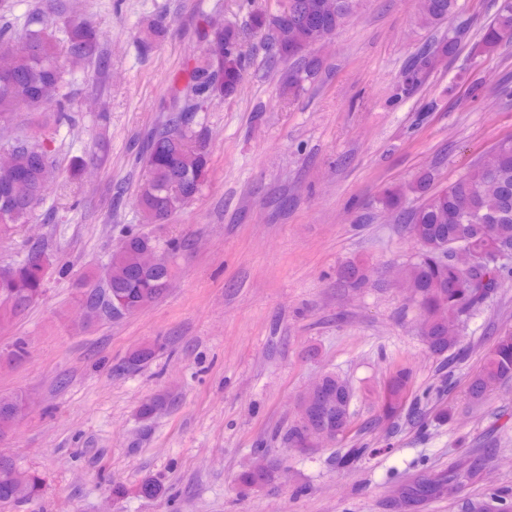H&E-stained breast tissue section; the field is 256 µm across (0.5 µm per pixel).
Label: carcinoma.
<instances>
[{"label":"carcinoma","instance_id":"cac0c4a2","mask_svg":"<svg viewBox=\"0 0 512 512\" xmlns=\"http://www.w3.org/2000/svg\"><path fill=\"white\" fill-rule=\"evenodd\" d=\"M294 8L284 13L249 10V26L255 33L272 39L274 55L291 69L283 76L282 93L294 98L305 90L321 69V60L310 51L295 54V45L314 44L320 31L305 26V20L317 11L319 0H289ZM361 0H336V13L321 16V31H337L360 5ZM457 0H418L419 20L438 25L455 12ZM205 37L229 51L216 69L200 58L186 73L185 86L194 95L173 111L164 126L150 136L146 148L138 155V163L146 173L137 194V205L143 223L167 224L201 192L209 172V151L204 122L199 113L207 111L216 100L238 92L247 69V58L240 48L241 31L233 22L212 20L207 23ZM65 41L60 43L46 26H23L0 21V120L8 121L16 110L41 112L55 104V122L68 120L63 88L69 66L90 62L99 51V31L86 16L71 11L64 21ZM512 41V0H500L496 15L486 25L474 45L477 55L497 50ZM457 42L444 36L432 50L421 55L396 86V97L410 96L438 65L453 55ZM501 149L488 163L471 170L436 192H429L431 175L421 174L414 181L388 189L382 198L383 208L397 211L406 197L418 193L424 202L416 209L403 212L412 240L419 246L415 262L405 270L417 295L415 302L426 325L422 332L429 352L441 365L456 363L466 355L459 334L451 327L450 315L470 318L480 310L484 300L501 283L512 276V269L495 266L492 260L498 250L512 246V145L503 140ZM15 163L27 172L15 182L10 172L0 169V235H8L17 224L30 221L36 205L43 200L54 171L44 143L16 135L11 140ZM119 247L106 263V281L85 289L83 303L93 315L122 301L132 306L143 295L158 297L165 290L166 274L147 266L141 281L131 282L127 271L145 262L147 254L156 250L163 257L177 249V243L165 244L143 233L134 224L122 229ZM465 249L482 258L470 276L461 277L457 268L440 258L444 249ZM44 251L33 248L14 264L0 269V296L12 304L9 314H24L43 296L48 270ZM512 380V330L498 334L487 348L483 362L467 381V392L474 403L483 402L497 386ZM324 389L331 397L328 415L350 410L352 392L348 384L332 372L324 375ZM410 392V373L398 370L387 382L381 404L385 419L401 416ZM165 400L155 397L143 402L140 419L148 421L158 415ZM323 424L317 410L310 419H301L288 429L287 441L296 447L309 428ZM20 478L28 494L39 496L43 478L19 466L0 465V484ZM278 477V464L259 455L239 476L244 490L272 484Z\"/></svg>","mask_w":512,"mask_h":512}]
</instances>
